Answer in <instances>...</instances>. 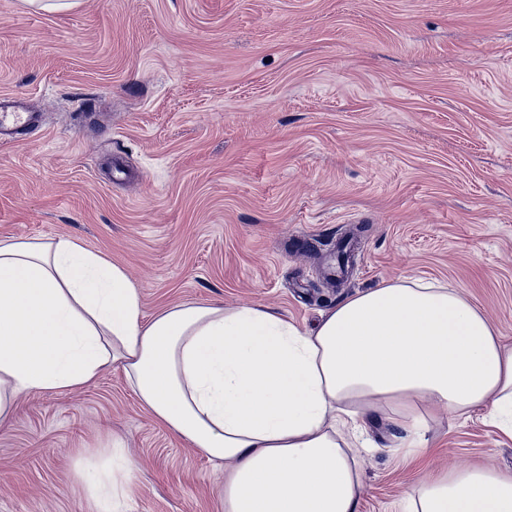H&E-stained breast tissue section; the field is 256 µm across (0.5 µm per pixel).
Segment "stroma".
<instances>
[{
	"label": "stroma",
	"instance_id": "obj_1",
	"mask_svg": "<svg viewBox=\"0 0 512 512\" xmlns=\"http://www.w3.org/2000/svg\"><path fill=\"white\" fill-rule=\"evenodd\" d=\"M42 126L0 146V238L67 236L120 265L145 316L259 305L310 328L404 279L461 289L512 343V0H0V94ZM360 460L359 512L433 467L512 471V440L437 411L427 456ZM124 440L130 512H221L224 469L123 374L19 397L0 512H92ZM96 455V462L81 469V477L96 512H128L134 460L116 440H112V448H100Z\"/></svg>",
	"mask_w": 512,
	"mask_h": 512
}]
</instances>
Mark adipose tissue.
Listing matches in <instances>:
<instances>
[{
	"label": "adipose tissue",
	"mask_w": 512,
	"mask_h": 512,
	"mask_svg": "<svg viewBox=\"0 0 512 512\" xmlns=\"http://www.w3.org/2000/svg\"><path fill=\"white\" fill-rule=\"evenodd\" d=\"M121 369L141 406L224 464V512H358L362 434L381 417L427 448L435 407L512 438V344L459 289L390 282L302 329L271 309L185 302L145 317L125 270L67 237L0 239V423L24 392ZM120 442L81 477L128 512ZM403 512H512V472L473 466L410 487Z\"/></svg>",
	"instance_id": "1"
}]
</instances>
